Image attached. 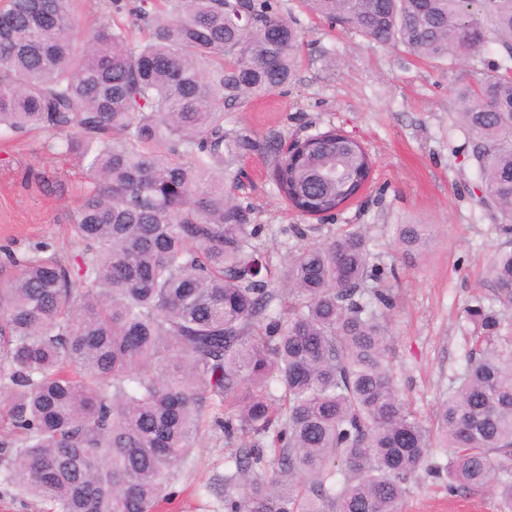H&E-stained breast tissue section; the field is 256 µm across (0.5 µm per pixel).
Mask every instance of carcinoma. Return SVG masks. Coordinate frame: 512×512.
<instances>
[{"label": "carcinoma", "mask_w": 512, "mask_h": 512, "mask_svg": "<svg viewBox=\"0 0 512 512\" xmlns=\"http://www.w3.org/2000/svg\"><path fill=\"white\" fill-rule=\"evenodd\" d=\"M376 44L452 69L479 203L505 237L488 268L512 308V0H302ZM75 0H0V138L45 135L85 181L64 266L38 245L0 287V495L41 512H167L201 432L228 445L224 512H399L419 475L448 495L492 489L512 508V351L482 302L462 372L424 422L402 396L389 331L395 268L360 227L298 247L278 279L251 209L230 194L262 147L279 196L331 214L366 166L356 142L308 135L298 155L257 141L224 111L290 83L302 36L279 0H111L76 35ZM501 61L481 58L487 39ZM401 224L396 247L427 245ZM441 448L445 461L432 449Z\"/></svg>", "instance_id": "carcinoma-1"}]
</instances>
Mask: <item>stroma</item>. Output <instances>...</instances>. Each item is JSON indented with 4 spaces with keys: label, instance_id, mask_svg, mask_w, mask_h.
<instances>
[{
    "label": "stroma",
    "instance_id": "obj_1",
    "mask_svg": "<svg viewBox=\"0 0 512 512\" xmlns=\"http://www.w3.org/2000/svg\"><path fill=\"white\" fill-rule=\"evenodd\" d=\"M299 23L304 45L293 81L225 113L228 126L260 140L270 131L283 139L336 129L359 141L374 167L362 198L336 217L319 221L315 241L350 226H366L369 247L381 263L395 266L399 303L391 317L393 364L404 395L429 415L447 392L472 347L467 306L491 303L487 277L500 245L493 221L472 197L476 179L462 151L463 132L455 116V89L475 79L472 68L431 63L392 45L368 43L329 26L302 0H280ZM41 136L18 134L0 141V286L17 273L11 256H23L40 242L67 261L75 249L70 224L81 182L75 162L60 163L40 153ZM245 171L233 194L250 205L261 228L257 246L273 272H280L297 248L289 225L306 223L276 193L272 165L259 151L246 154ZM47 173L64 190L47 193L26 181L29 170ZM432 225L425 252H398L397 225ZM222 436L204 434L178 483L176 512H224ZM503 504L479 490L449 496L444 484L421 477L403 499L401 512H501Z\"/></svg>",
    "mask_w": 512,
    "mask_h": 512
}]
</instances>
